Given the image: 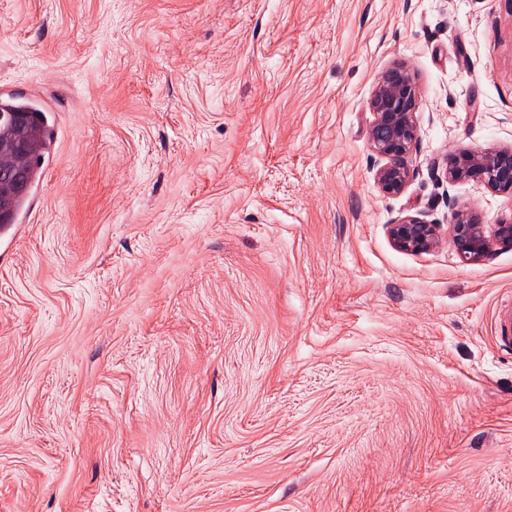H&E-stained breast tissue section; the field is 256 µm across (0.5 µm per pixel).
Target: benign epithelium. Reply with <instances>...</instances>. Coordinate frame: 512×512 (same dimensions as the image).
I'll list each match as a JSON object with an SVG mask.
<instances>
[{"label": "benign epithelium", "mask_w": 512, "mask_h": 512, "mask_svg": "<svg viewBox=\"0 0 512 512\" xmlns=\"http://www.w3.org/2000/svg\"><path fill=\"white\" fill-rule=\"evenodd\" d=\"M420 100V87L406 64L385 70L373 86L369 108L373 120L367 132L370 151L384 161L376 172V184L384 194H400L410 179L408 158L416 147L419 132L415 111ZM15 127L14 137L0 148L15 158L13 167L0 171V193H17L25 187L23 163L29 148L22 121L8 116ZM448 182L476 180L498 193H512V148L471 150L450 159L445 169ZM452 242L465 262L483 258L492 244L512 247V219L494 225L487 234L484 225L466 208L452 202ZM389 236L395 246L411 252H425L442 239L440 225L421 215H406L389 225Z\"/></svg>", "instance_id": "obj_1"}]
</instances>
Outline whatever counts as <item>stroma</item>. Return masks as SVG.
Instances as JSON below:
<instances>
[{"label": "stroma", "instance_id": "obj_1", "mask_svg": "<svg viewBox=\"0 0 512 512\" xmlns=\"http://www.w3.org/2000/svg\"><path fill=\"white\" fill-rule=\"evenodd\" d=\"M0 88L53 132L0 242V512H512V248L388 233L512 218L444 175L512 147V0H0ZM419 100V84L406 64L385 70L373 86L367 144L385 161L376 172V184L384 194L402 193L410 179L408 158L419 138L415 121ZM389 236L398 248L416 253L430 250L442 239L440 224L425 220L419 213L389 224Z\"/></svg>", "mask_w": 512, "mask_h": 512}]
</instances>
